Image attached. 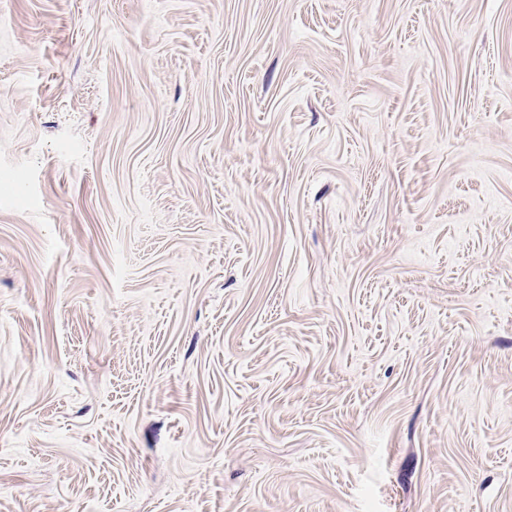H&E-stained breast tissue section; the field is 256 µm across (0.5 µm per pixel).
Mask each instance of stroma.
<instances>
[{
	"label": "stroma",
	"instance_id": "1",
	"mask_svg": "<svg viewBox=\"0 0 512 512\" xmlns=\"http://www.w3.org/2000/svg\"><path fill=\"white\" fill-rule=\"evenodd\" d=\"M0 512H512V0H0Z\"/></svg>",
	"mask_w": 512,
	"mask_h": 512
}]
</instances>
